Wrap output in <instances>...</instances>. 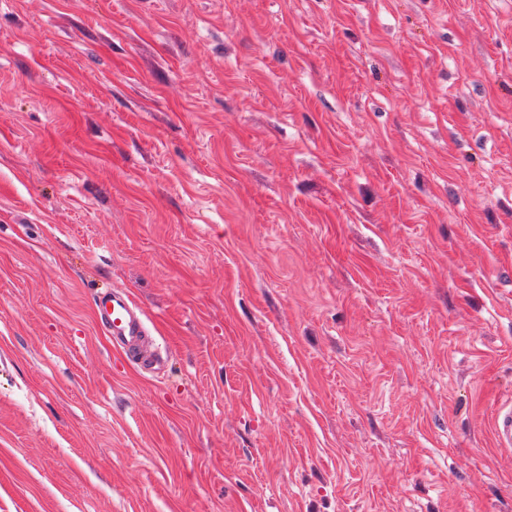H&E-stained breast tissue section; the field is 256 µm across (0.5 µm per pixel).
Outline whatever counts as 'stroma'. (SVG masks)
<instances>
[{
	"instance_id": "1",
	"label": "stroma",
	"mask_w": 512,
	"mask_h": 512,
	"mask_svg": "<svg viewBox=\"0 0 512 512\" xmlns=\"http://www.w3.org/2000/svg\"><path fill=\"white\" fill-rule=\"evenodd\" d=\"M508 402L512 0H0V512H512ZM93 307L113 346L137 364L151 361L150 338L144 322L147 315L129 294L116 289H100L93 297ZM492 426L499 448L512 449V404H502L492 417Z\"/></svg>"
}]
</instances>
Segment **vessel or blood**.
<instances>
[{
	"mask_svg": "<svg viewBox=\"0 0 512 512\" xmlns=\"http://www.w3.org/2000/svg\"><path fill=\"white\" fill-rule=\"evenodd\" d=\"M97 319L115 347L138 364L150 362L149 335L144 311L129 294L115 289H102L93 297ZM498 447L512 448V404L500 405L492 417Z\"/></svg>",
	"mask_w": 512,
	"mask_h": 512,
	"instance_id": "vessel-or-blood-1",
	"label": "vessel or blood"
}]
</instances>
